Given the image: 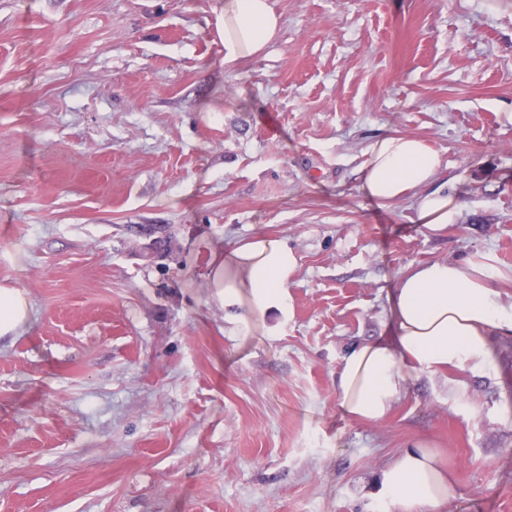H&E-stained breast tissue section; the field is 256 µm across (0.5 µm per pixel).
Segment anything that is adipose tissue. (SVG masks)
<instances>
[{
  "label": "adipose tissue",
  "instance_id": "adipose-tissue-1",
  "mask_svg": "<svg viewBox=\"0 0 512 512\" xmlns=\"http://www.w3.org/2000/svg\"><path fill=\"white\" fill-rule=\"evenodd\" d=\"M214 26L231 65L262 52L276 37L280 17L271 0H222ZM364 155L361 189L368 199L385 206L419 192L417 221L433 231L459 212L456 195L432 189L441 155L418 137L381 135ZM298 266L286 242L262 235L214 254L209 286L241 338L266 327L271 313H287V284ZM388 302V336L352 346L337 370L338 407L355 421L383 420L420 374L493 368L500 340L512 338V304H505L487 266L470 260L411 266ZM29 320L25 293L0 286V340L16 336ZM380 484L395 512H441L457 493L439 452L421 442L383 470Z\"/></svg>",
  "mask_w": 512,
  "mask_h": 512
}]
</instances>
